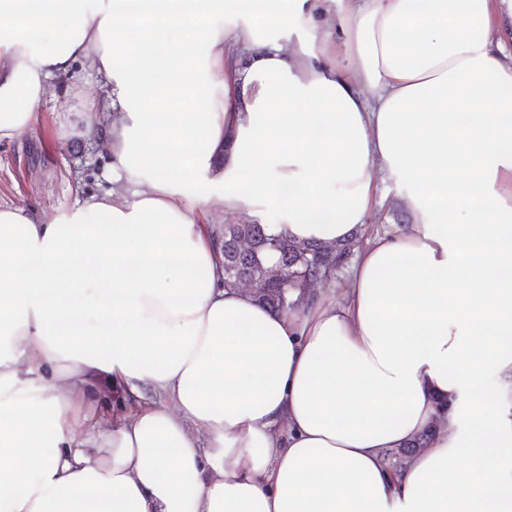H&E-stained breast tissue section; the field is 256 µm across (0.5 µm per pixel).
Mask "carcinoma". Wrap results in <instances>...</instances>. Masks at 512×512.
<instances>
[{
	"label": "carcinoma",
	"instance_id": "obj_1",
	"mask_svg": "<svg viewBox=\"0 0 512 512\" xmlns=\"http://www.w3.org/2000/svg\"><path fill=\"white\" fill-rule=\"evenodd\" d=\"M217 238L224 255V285L248 287L260 303L276 311L297 309L298 304L289 299L290 291L331 277L359 243L354 237L336 247L297 244L268 234L267 225L255 221L221 226ZM270 254L277 256L273 267L266 263ZM429 441L430 436L423 434L405 448L386 451L385 456L396 469Z\"/></svg>",
	"mask_w": 512,
	"mask_h": 512
}]
</instances>
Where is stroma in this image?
I'll return each instance as SVG.
<instances>
[{
  "instance_id": "obj_1",
  "label": "stroma",
  "mask_w": 512,
  "mask_h": 512,
  "mask_svg": "<svg viewBox=\"0 0 512 512\" xmlns=\"http://www.w3.org/2000/svg\"><path fill=\"white\" fill-rule=\"evenodd\" d=\"M98 83L77 68L74 79L55 83L31 129L0 144V203H24L53 218L73 207L78 189L105 188L102 151L82 136L78 119Z\"/></svg>"
}]
</instances>
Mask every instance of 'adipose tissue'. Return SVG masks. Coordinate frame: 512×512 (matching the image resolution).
Listing matches in <instances>:
<instances>
[{
    "label": "adipose tissue",
    "instance_id": "obj_1",
    "mask_svg": "<svg viewBox=\"0 0 512 512\" xmlns=\"http://www.w3.org/2000/svg\"><path fill=\"white\" fill-rule=\"evenodd\" d=\"M511 30L512 0H0V143L86 66L110 183L0 204V512H512ZM381 175L411 221L343 301L224 286L213 214L333 246ZM93 389L128 410L78 440ZM431 437L428 434L420 435L414 439L406 448H397L387 450L385 456L389 460L393 469H397L399 465H402L404 460L410 457L412 454L421 451L426 448ZM400 467V466H399Z\"/></svg>",
    "mask_w": 512,
    "mask_h": 512
}]
</instances>
